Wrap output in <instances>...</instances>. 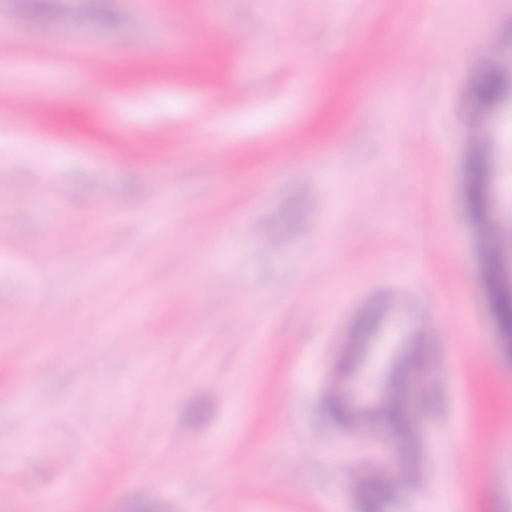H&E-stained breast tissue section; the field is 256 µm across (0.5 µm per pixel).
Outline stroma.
<instances>
[{"mask_svg": "<svg viewBox=\"0 0 512 512\" xmlns=\"http://www.w3.org/2000/svg\"><path fill=\"white\" fill-rule=\"evenodd\" d=\"M53 4L65 24L19 26L0 0V512L63 489L65 512H362L379 448L382 512H512L483 273L484 226L512 225V95L457 109L512 56V0L487 48L472 0H113L109 25ZM412 349L436 398L414 435L369 417L375 390L359 432L322 419L329 382ZM482 152L481 146H477L472 154L474 177L470 188L469 205L472 212L477 217L481 216L484 210V188L481 175V171L484 167V160L481 155Z\"/></svg>", "mask_w": 512, "mask_h": 512, "instance_id": "1", "label": "stroma"}]
</instances>
